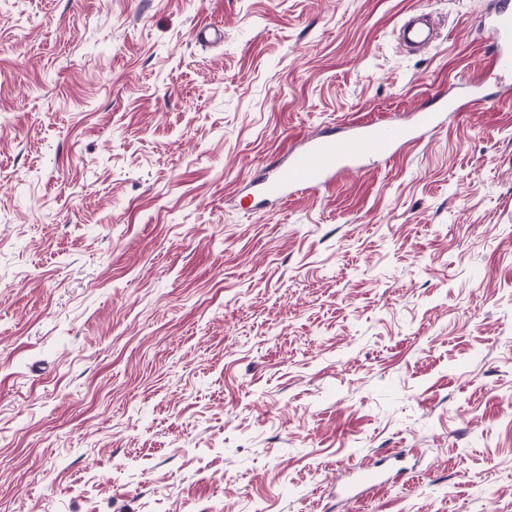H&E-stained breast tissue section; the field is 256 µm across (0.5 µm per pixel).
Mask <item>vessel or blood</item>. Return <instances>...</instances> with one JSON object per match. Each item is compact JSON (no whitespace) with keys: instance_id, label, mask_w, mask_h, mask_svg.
I'll list each match as a JSON object with an SVG mask.
<instances>
[{"instance_id":"1","label":"vessel or blood","mask_w":512,"mask_h":512,"mask_svg":"<svg viewBox=\"0 0 512 512\" xmlns=\"http://www.w3.org/2000/svg\"><path fill=\"white\" fill-rule=\"evenodd\" d=\"M486 28L492 42L491 68L512 77V0H494ZM466 104L494 106L487 97L474 93L467 103L455 100L442 103L439 109L419 112L411 124L370 123L343 136L327 133L311 138L289 151L286 163L278 166L274 176L252 181L250 201L259 209L269 198L288 199L296 189L330 186L342 171H359L366 162L393 156L399 147L440 126L445 113L459 111Z\"/></svg>"}]
</instances>
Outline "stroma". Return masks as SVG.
<instances>
[{"instance_id": "35a3bbf8", "label": "stroma", "mask_w": 512, "mask_h": 512, "mask_svg": "<svg viewBox=\"0 0 512 512\" xmlns=\"http://www.w3.org/2000/svg\"><path fill=\"white\" fill-rule=\"evenodd\" d=\"M489 2L0 0V512H340L398 451L347 512H512V98L244 196L313 136L498 96Z\"/></svg>"}]
</instances>
